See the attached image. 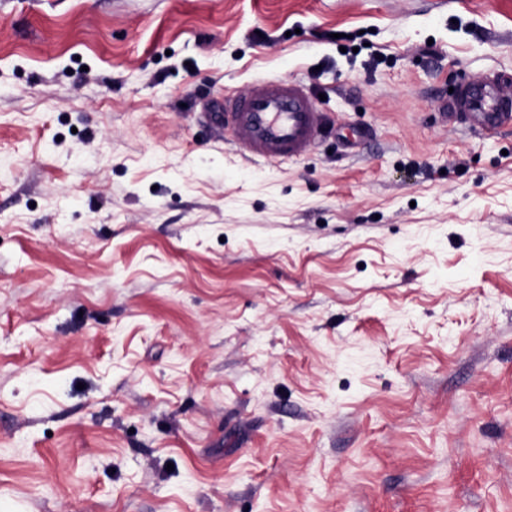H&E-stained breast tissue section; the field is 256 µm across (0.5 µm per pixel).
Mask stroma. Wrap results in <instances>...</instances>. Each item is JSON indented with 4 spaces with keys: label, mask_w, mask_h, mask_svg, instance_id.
Here are the masks:
<instances>
[{
    "label": "stroma",
    "mask_w": 512,
    "mask_h": 512,
    "mask_svg": "<svg viewBox=\"0 0 512 512\" xmlns=\"http://www.w3.org/2000/svg\"><path fill=\"white\" fill-rule=\"evenodd\" d=\"M512 0H0V512H512ZM296 78L337 138L206 111ZM499 77L495 73L480 84L460 82L442 101L440 113L447 121L456 120L485 135L512 124V104L501 98L497 90ZM312 91L294 79L258 83L245 98H224V114L205 112L249 158L269 162L298 160L315 141L329 136L314 121Z\"/></svg>",
    "instance_id": "stroma-1"
}]
</instances>
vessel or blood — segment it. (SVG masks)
<instances>
[{
	"instance_id": "1",
	"label": "vessel or blood",
	"mask_w": 512,
	"mask_h": 512,
	"mask_svg": "<svg viewBox=\"0 0 512 512\" xmlns=\"http://www.w3.org/2000/svg\"><path fill=\"white\" fill-rule=\"evenodd\" d=\"M312 91L294 79L254 86L245 98H228L222 113L208 119L224 129L247 157L269 162L297 160L315 141L330 134L328 124L316 123ZM442 115L489 135L512 124V102L500 97L496 79L461 83L442 102Z\"/></svg>"
}]
</instances>
